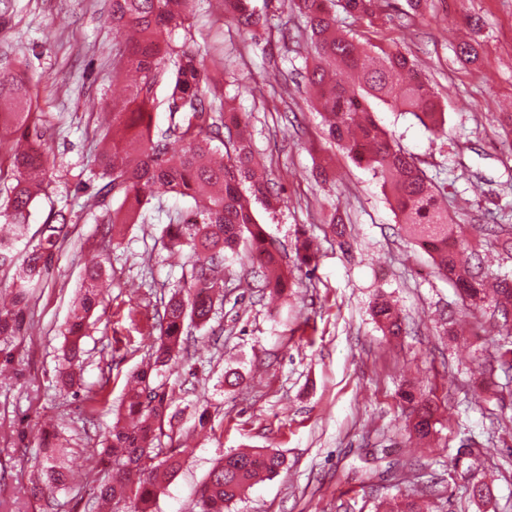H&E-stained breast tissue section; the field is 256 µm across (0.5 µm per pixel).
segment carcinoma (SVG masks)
Masks as SVG:
<instances>
[{"label":"carcinoma","instance_id":"cac0c4a2","mask_svg":"<svg viewBox=\"0 0 512 512\" xmlns=\"http://www.w3.org/2000/svg\"><path fill=\"white\" fill-rule=\"evenodd\" d=\"M195 0H112V50L116 73L129 81V95L112 101V127L103 136L89 182L94 204L119 198L107 209L105 235L123 224H142L154 190L193 200L190 217L169 218L161 232L162 247L188 253L177 289L157 315L151 329L157 332L152 347L153 363L137 371L126 384L121 419L103 440V448L91 454L97 468L96 502L110 505L111 512H153L163 493L164 479L179 470L176 449L162 448V439H173L177 413L171 400L155 385L153 370L182 361L190 352L188 327L204 328L224 305L226 262L245 251L254 275L275 293L288 288V274L280 255L258 222L252 207L260 201L278 203L267 182L255 176L257 162L251 144L243 137L247 124L242 113L230 106L224 94L210 88L207 68L200 59L190 15ZM264 0L259 10L252 0H224V15L240 31L270 24ZM410 10L395 14L390 0H293L304 19L307 57L305 80L324 118L328 137L357 165L379 178L393 210L416 246L432 259L437 273L455 281L467 309L475 314L494 303L503 318L512 313V280L498 278L493 295L486 291L483 262L476 249L454 235L443 206V188L429 179L415 158L405 152L375 119L372 104L380 101L398 112L413 115L432 134L444 131L445 112L431 88L414 74V63L395 45L371 52L363 44L336 29L335 7L374 28L420 15L422 0H408ZM358 76L359 86L338 79V72ZM168 82L167 103L174 125L172 133L183 149L169 154L165 139L151 137L155 88ZM43 113L38 111L31 84L19 69H0V134L9 131L10 142H0L7 155L11 185L0 205L11 234L0 233V270L13 268L12 302L0 307V340L23 336L33 292L49 271L58 244L66 235L68 218L62 210L51 213L41 225L39 239L20 251L17 243L27 236L30 208L45 191V184L60 170L42 148ZM218 140L223 148L212 145ZM300 264L316 260L312 240L297 242ZM108 275L103 263L85 270L81 313L67 324L64 365L58 384L76 382L75 369L82 363L81 340L91 314L104 300L99 283ZM372 313L386 334L400 336L403 323L390 302L379 298ZM502 372L512 376V334L506 333L497 348ZM412 408V431L420 438L432 432V402L401 391ZM68 448L57 435H48L44 462L32 474L40 493L52 496L68 487ZM284 457L273 448L228 454L210 470L197 489V512H224L242 491L260 477L279 475Z\"/></svg>","mask_w":512,"mask_h":512}]
</instances>
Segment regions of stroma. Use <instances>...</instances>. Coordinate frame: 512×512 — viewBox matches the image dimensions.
Segmentation results:
<instances>
[{"mask_svg":"<svg viewBox=\"0 0 512 512\" xmlns=\"http://www.w3.org/2000/svg\"><path fill=\"white\" fill-rule=\"evenodd\" d=\"M110 10V0H0V67L32 78L44 139L64 173L32 206L30 227L39 229L50 210L74 212L31 300L26 336L11 347L9 377L0 380V512H96L90 451L115 423L129 376L148 359L155 341L148 316L181 276L157 239L168 215L189 210V199L156 195L145 223L110 240L102 209L86 207L88 193L79 187L100 148L108 103L123 87L112 66ZM191 22L215 84L249 116L252 149L282 200L273 209L255 204L256 217L295 286L284 298L261 295L247 266L233 264L219 335L192 329L191 356L156 375L179 413L173 442L182 454L154 512H194L196 490L216 459L254 448L278 449L285 468L225 512H383L387 503L420 499L432 475L442 490L436 512H512V398L495 391L505 382L494 346L501 321L466 312L457 289L401 231L378 178L327 143L298 75L306 52L297 18L273 19L271 29L250 36L225 20L224 0H203ZM336 26L361 42L397 44L415 60L446 113L444 133L432 135L379 102L375 118L444 185L448 214L464 225L488 278H512V255L484 230L512 225V134L498 121L512 112V0H427L423 17L404 28L369 29L340 11ZM464 39L478 51L475 63L458 59ZM285 71L294 78L277 97L244 94ZM287 111L296 113L295 125L282 122ZM333 212L345 237L325 224ZM303 234L315 238L319 253L300 269L295 242ZM104 255L112 265L106 301L84 340L80 379L63 388L61 332L81 293V260ZM379 295L405 323L399 338L384 336L371 316ZM405 383L440 406L428 440L409 434L410 409L398 397ZM91 397L97 405L89 421ZM45 429L66 439L76 474L49 500L29 484ZM471 437L483 444V502L469 498L452 466ZM407 459L420 460L421 470L397 472Z\"/></svg>","mask_w":512,"mask_h":512,"instance_id":"stroma-1","label":"stroma"}]
</instances>
